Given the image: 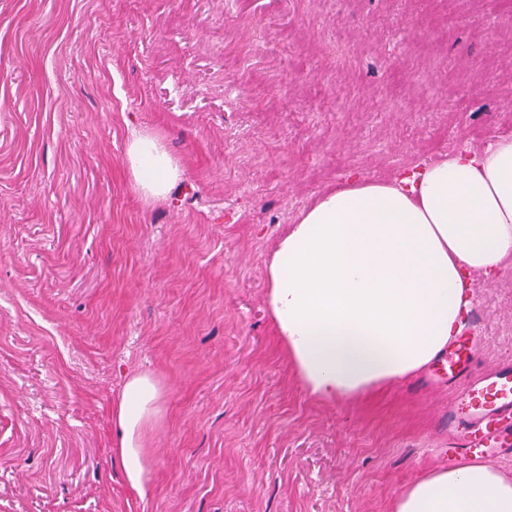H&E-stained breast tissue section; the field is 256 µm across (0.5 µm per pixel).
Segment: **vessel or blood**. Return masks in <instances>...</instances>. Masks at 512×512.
Listing matches in <instances>:
<instances>
[{
	"label": "vessel or blood",
	"instance_id": "vessel-or-blood-1",
	"mask_svg": "<svg viewBox=\"0 0 512 512\" xmlns=\"http://www.w3.org/2000/svg\"><path fill=\"white\" fill-rule=\"evenodd\" d=\"M512 365L505 364L489 377L468 384L457 402L448 408L453 426L451 449L458 458L468 457L476 448H497L512 452Z\"/></svg>",
	"mask_w": 512,
	"mask_h": 512
}]
</instances>
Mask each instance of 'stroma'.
<instances>
[{
	"mask_svg": "<svg viewBox=\"0 0 512 512\" xmlns=\"http://www.w3.org/2000/svg\"><path fill=\"white\" fill-rule=\"evenodd\" d=\"M160 137L169 194L127 146ZM512 137V0H0V512H391L448 406L512 361V266L466 375L304 388L265 264L325 188ZM162 391L127 482L128 377ZM127 162L137 188L145 197L166 195L180 178L176 161L154 136L134 134L127 148Z\"/></svg>",
	"mask_w": 512,
	"mask_h": 512,
	"instance_id": "obj_1",
	"label": "stroma"
}]
</instances>
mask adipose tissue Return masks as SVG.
<instances>
[{
    "label": "adipose tissue",
    "instance_id": "ef3b65f1",
    "mask_svg": "<svg viewBox=\"0 0 512 512\" xmlns=\"http://www.w3.org/2000/svg\"><path fill=\"white\" fill-rule=\"evenodd\" d=\"M127 162L149 198L180 169L162 141L134 135ZM512 265V138L456 151L393 181L322 191L280 236L266 267L267 303L306 390L344 401L411 379L444 360L479 276ZM161 398L130 377L115 412L119 460L139 493L142 448ZM392 512H512V476L487 462L437 468L405 487Z\"/></svg>",
    "mask_w": 512,
    "mask_h": 512
}]
</instances>
